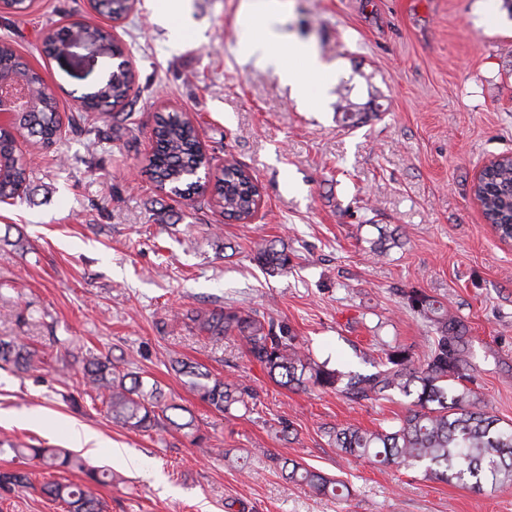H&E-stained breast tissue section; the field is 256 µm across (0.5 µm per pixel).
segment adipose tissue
Wrapping results in <instances>:
<instances>
[{"mask_svg": "<svg viewBox=\"0 0 512 512\" xmlns=\"http://www.w3.org/2000/svg\"><path fill=\"white\" fill-rule=\"evenodd\" d=\"M243 48L247 54L272 65L296 96L307 95L313 86L329 77L325 66L308 46L298 44L282 49L271 33L250 39Z\"/></svg>", "mask_w": 512, "mask_h": 512, "instance_id": "ef3b65f1", "label": "adipose tissue"}]
</instances>
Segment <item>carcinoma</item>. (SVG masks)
Masks as SVG:
<instances>
[{
  "label": "carcinoma",
  "instance_id": "1",
  "mask_svg": "<svg viewBox=\"0 0 512 512\" xmlns=\"http://www.w3.org/2000/svg\"><path fill=\"white\" fill-rule=\"evenodd\" d=\"M94 8L107 16H123L130 0H96ZM0 72L27 88L30 111L18 118L20 128L38 144L60 139L62 119L55 96L42 76L29 67L7 44L0 43ZM130 90L123 64H118L108 81L96 91L80 97L82 111L68 118L74 130H92L102 120L99 113L122 103ZM153 136L158 148L148 159L152 180L164 190L183 191V197L204 193L192 173L206 169L208 160L198 148V130L180 112L156 116ZM27 180V168L17 153L16 138L0 132V199L20 197ZM216 203L228 217L248 220L253 216L257 190L254 176L241 163L224 160V167L212 189ZM477 195L483 214L501 240H512V157H503L496 169L479 185ZM398 244L396 236L384 231L371 241L370 252L381 256ZM255 258L265 269L277 273L288 267L285 249L273 243L257 247ZM406 305L435 330L434 346L424 364L417 365L398 348L386 354L382 368L369 373H342L310 358L287 325L257 312L233 309L191 308L186 318L206 332L214 342L226 337L239 339L248 358L260 364L270 378L289 388L331 389L360 400H379L398 393L410 399L406 413L386 429L368 430L355 425L335 426L326 431L328 442L345 455L374 463L418 469L424 476L455 480L480 488L485 483L512 485V425H502L478 405L476 394L465 385L470 366L467 326L437 305L425 292L404 293ZM0 363L30 371L39 369L38 351L16 340L0 338ZM174 368L185 377L186 386L218 413L236 406L249 409L252 389L241 383L214 377L201 365L175 361ZM77 382L96 392L107 416L123 427L149 432L166 423L177 429H193L187 409L165 400L158 383H149L140 373L125 371L110 355L85 359ZM16 458L28 453L40 458L51 470H84L85 461L54 448H9ZM276 467L288 471L287 479L305 485L319 495L342 496L347 486L302 464L271 457ZM0 485L28 487L27 474L4 472ZM43 494L58 502L66 512H103L99 500L84 487L47 481Z\"/></svg>",
  "mask_w": 512,
  "mask_h": 512
}]
</instances>
